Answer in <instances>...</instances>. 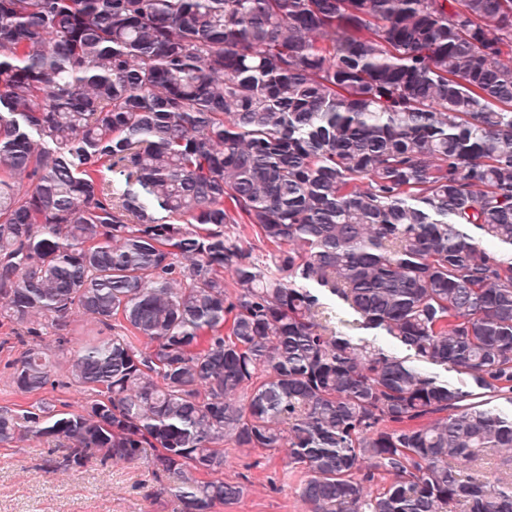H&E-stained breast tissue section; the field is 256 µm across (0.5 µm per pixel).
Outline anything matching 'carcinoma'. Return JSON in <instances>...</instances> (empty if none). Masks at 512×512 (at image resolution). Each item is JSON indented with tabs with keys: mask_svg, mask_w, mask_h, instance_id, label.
Returning a JSON list of instances; mask_svg holds the SVG:
<instances>
[{
	"mask_svg": "<svg viewBox=\"0 0 512 512\" xmlns=\"http://www.w3.org/2000/svg\"><path fill=\"white\" fill-rule=\"evenodd\" d=\"M4 322L88 398L0 445L150 448L182 512L243 496L226 442L311 512H512V0H0Z\"/></svg>",
	"mask_w": 512,
	"mask_h": 512,
	"instance_id": "carcinoma-1",
	"label": "carcinoma"
}]
</instances>
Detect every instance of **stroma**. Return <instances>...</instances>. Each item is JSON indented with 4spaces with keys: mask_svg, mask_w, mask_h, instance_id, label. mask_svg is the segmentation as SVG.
<instances>
[{
    "mask_svg": "<svg viewBox=\"0 0 512 512\" xmlns=\"http://www.w3.org/2000/svg\"><path fill=\"white\" fill-rule=\"evenodd\" d=\"M62 455L36 439L0 446V512H181L145 460L115 463L93 456L62 471L55 467ZM224 456L225 480L244 483L246 490L217 512H310L284 450L228 445Z\"/></svg>",
    "mask_w": 512,
    "mask_h": 512,
    "instance_id": "1",
    "label": "stroma"
}]
</instances>
